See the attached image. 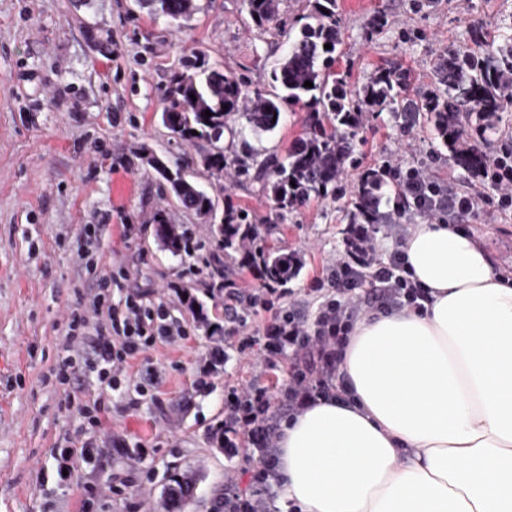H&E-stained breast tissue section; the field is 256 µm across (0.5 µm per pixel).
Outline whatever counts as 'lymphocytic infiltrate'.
<instances>
[{
	"instance_id": "obj_1",
	"label": "lymphocytic infiltrate",
	"mask_w": 512,
	"mask_h": 512,
	"mask_svg": "<svg viewBox=\"0 0 512 512\" xmlns=\"http://www.w3.org/2000/svg\"><path fill=\"white\" fill-rule=\"evenodd\" d=\"M499 189V209L512 207V151L493 161L482 182L470 196L454 192H431L427 181L411 184L410 190L421 211L453 213L474 207L485 200L486 186ZM373 269L374 282L366 284L364 269ZM133 266L121 262L111 276L98 279L97 291L88 304L71 309L67 317L65 350L52 368L56 380L65 385L61 406L80 424L102 429L101 393L134 389L138 395L156 390L161 369L150 359L157 344L177 345L189 338L185 325L172 317L169 308L157 301L153 292L132 288ZM329 278L339 294L322 302L314 324L300 321L298 300H290L287 310L268 323L262 335L245 336L237 351L241 356L273 366L284 356L288 366V404L298 407L326 396L339 375L342 349L352 329V320L367 307L380 303L417 305L426 292L412 282L399 257L380 264L373 233L366 224L354 225L330 268ZM96 373L98 393H79L73 385L89 373ZM267 389L234 387L224 397V419L210 428V437L233 454L248 448L263 453L253 471L254 480L267 484L274 475L277 422L270 410Z\"/></svg>"
}]
</instances>
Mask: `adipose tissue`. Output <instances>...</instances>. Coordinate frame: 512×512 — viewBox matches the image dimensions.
I'll return each instance as SVG.
<instances>
[{"mask_svg": "<svg viewBox=\"0 0 512 512\" xmlns=\"http://www.w3.org/2000/svg\"><path fill=\"white\" fill-rule=\"evenodd\" d=\"M399 250L422 308L357 318L342 386L280 429L293 512H512V284L452 224Z\"/></svg>", "mask_w": 512, "mask_h": 512, "instance_id": "obj_1", "label": "adipose tissue"}]
</instances>
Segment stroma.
<instances>
[{"label":"stroma","instance_id":"obj_1","mask_svg":"<svg viewBox=\"0 0 512 512\" xmlns=\"http://www.w3.org/2000/svg\"><path fill=\"white\" fill-rule=\"evenodd\" d=\"M310 11L309 0H280L277 27L263 31L243 0H197L183 23L149 14L137 0H0V512H160L167 477L180 469L204 472L184 512H213L214 494L231 474L262 492L247 473L251 460L225 456L209 428L223 420L231 386H271L272 406L281 408L288 360L277 358L272 371L238 356L232 319L220 317L215 334L193 323L184 346H159L152 358L166 366L163 381L136 405L105 394L108 434L97 437L91 462L72 456L65 481L58 449L69 443L77 450L88 435L60 411L61 392L47 374L67 310L96 285L79 269L84 225L106 227L89 254L99 274L139 253L140 284L159 292L175 284L187 293L199 285L187 274L192 256L171 254L155 227L166 215L208 252L209 223L175 203L144 152L187 166L219 209L231 205L259 222L272 216L263 179H214L200 162L201 146L172 137L160 120L161 93L191 54L242 76L248 89L279 93L272 72ZM337 13V70L357 88L378 68L399 65L409 74L405 99L414 103L433 89L444 49H472L474 24L492 37L512 23V0H338ZM378 15L388 24L376 30L370 22ZM231 125L225 154H246L258 164L286 157L306 131V112L286 106L271 132L244 129L238 118ZM353 160L339 196L311 197L267 241L301 259L284 292L304 301L309 321L322 301L312 287L327 278L343 249L351 187L363 173L423 166L437 185L454 184L462 194L475 184L430 125L406 126L387 112L365 114ZM450 221L489 253L497 274L512 279V211L473 209ZM217 346L221 362L205 368ZM116 437L124 449L113 448ZM126 476L132 483L125 494L104 492L105 484Z\"/></svg>","mask_w":512,"mask_h":512}]
</instances>
